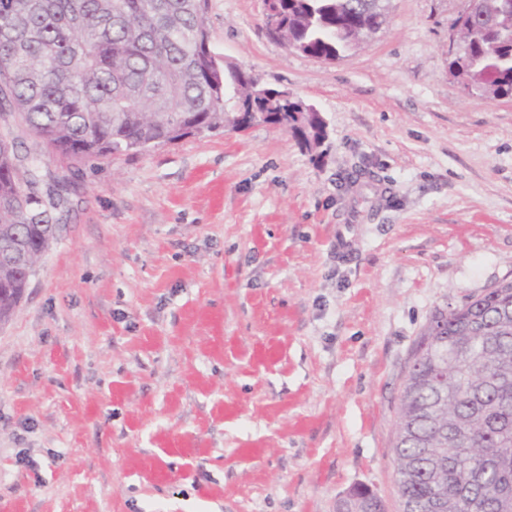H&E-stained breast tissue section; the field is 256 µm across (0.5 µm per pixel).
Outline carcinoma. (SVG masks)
Listing matches in <instances>:
<instances>
[{"label": "carcinoma", "mask_w": 512, "mask_h": 512, "mask_svg": "<svg viewBox=\"0 0 512 512\" xmlns=\"http://www.w3.org/2000/svg\"><path fill=\"white\" fill-rule=\"evenodd\" d=\"M209 0H0V122L20 118L40 152L0 133V325L14 315L56 238L54 211L71 184L43 180L37 162L74 164L135 154L264 122L317 150V110L288 91L272 101L249 73L209 51ZM448 73L489 98H512V15L500 28L466 8ZM377 24L365 0H278L266 34L304 55L334 58ZM448 351V376L432 355ZM398 413L394 456L410 512H512V281L435 312L414 351Z\"/></svg>", "instance_id": "cac0c4a2"}]
</instances>
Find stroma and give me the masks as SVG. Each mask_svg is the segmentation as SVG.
<instances>
[{
    "mask_svg": "<svg viewBox=\"0 0 512 512\" xmlns=\"http://www.w3.org/2000/svg\"><path fill=\"white\" fill-rule=\"evenodd\" d=\"M333 62L209 0L211 48L315 106L69 166L56 241L0 325V512H402L397 411L438 309L512 279V99L448 74L466 0H385Z\"/></svg>",
    "mask_w": 512,
    "mask_h": 512,
    "instance_id": "obj_1",
    "label": "stroma"
}]
</instances>
